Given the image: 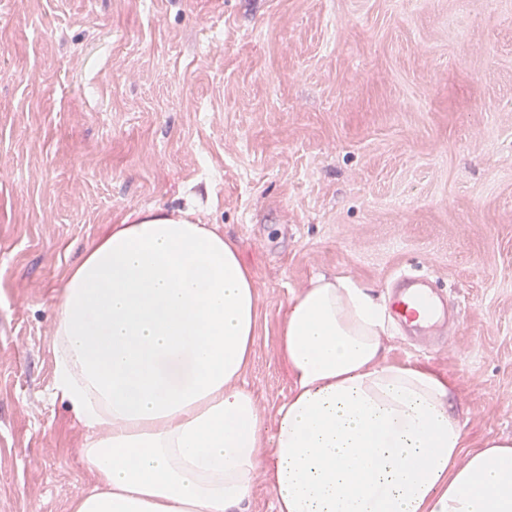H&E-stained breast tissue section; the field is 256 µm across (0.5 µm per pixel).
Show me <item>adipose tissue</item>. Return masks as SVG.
<instances>
[{
    "label": "adipose tissue",
    "instance_id": "obj_1",
    "mask_svg": "<svg viewBox=\"0 0 512 512\" xmlns=\"http://www.w3.org/2000/svg\"><path fill=\"white\" fill-rule=\"evenodd\" d=\"M195 215L131 214L67 274L52 393L84 430L95 480L73 512H238L261 470L276 512H512V440L464 453L447 380L385 360L387 309L347 277L289 300L279 351L293 389L265 433L240 382L252 273Z\"/></svg>",
    "mask_w": 512,
    "mask_h": 512
}]
</instances>
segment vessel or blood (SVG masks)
<instances>
[{
    "instance_id": "1",
    "label": "vessel or blood",
    "mask_w": 512,
    "mask_h": 512,
    "mask_svg": "<svg viewBox=\"0 0 512 512\" xmlns=\"http://www.w3.org/2000/svg\"><path fill=\"white\" fill-rule=\"evenodd\" d=\"M390 307L398 322L407 330L422 332L431 328L438 309L429 281L422 276L397 275L390 297Z\"/></svg>"
}]
</instances>
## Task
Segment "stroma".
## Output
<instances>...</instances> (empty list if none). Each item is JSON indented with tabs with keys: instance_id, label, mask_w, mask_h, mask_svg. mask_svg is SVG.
<instances>
[{
	"instance_id": "1",
	"label": "stroma",
	"mask_w": 512,
	"mask_h": 512,
	"mask_svg": "<svg viewBox=\"0 0 512 512\" xmlns=\"http://www.w3.org/2000/svg\"><path fill=\"white\" fill-rule=\"evenodd\" d=\"M191 200L253 275L265 426L289 299L410 271L459 319L390 320L386 357L448 381L468 450L512 439V0H0V512L93 487L51 390L68 269Z\"/></svg>"
}]
</instances>
